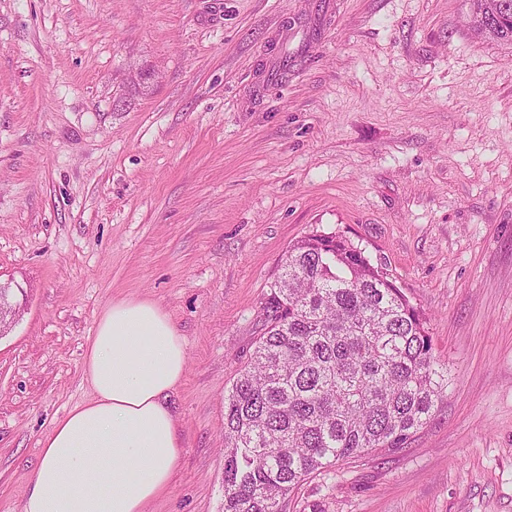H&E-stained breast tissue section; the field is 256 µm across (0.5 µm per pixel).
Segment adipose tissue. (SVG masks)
Instances as JSON below:
<instances>
[{
	"label": "adipose tissue",
	"instance_id": "ef3b65f1",
	"mask_svg": "<svg viewBox=\"0 0 512 512\" xmlns=\"http://www.w3.org/2000/svg\"><path fill=\"white\" fill-rule=\"evenodd\" d=\"M186 361L185 340L157 303H110L85 352L93 396L41 441L21 512H145L168 490L179 458L169 398Z\"/></svg>",
	"mask_w": 512,
	"mask_h": 512
}]
</instances>
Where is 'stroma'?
<instances>
[{
    "label": "stroma",
    "mask_w": 512,
    "mask_h": 512,
    "mask_svg": "<svg viewBox=\"0 0 512 512\" xmlns=\"http://www.w3.org/2000/svg\"><path fill=\"white\" fill-rule=\"evenodd\" d=\"M465 0H0V512L88 401L98 317L186 339L180 458L147 512H222L224 392L312 232L359 243L426 320L448 389L395 452L286 512H512V44ZM287 69H279L280 56ZM17 292L21 294L24 300V289L15 284L12 280L2 281L0 278V304L3 312H0V335H4L20 319L23 311V301L17 300ZM4 304V305H3ZM9 318L5 320L7 315Z\"/></svg>",
    "instance_id": "stroma-1"
}]
</instances>
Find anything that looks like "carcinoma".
Returning a JSON list of instances; mask_svg holds the SVG:
<instances>
[{
	"label": "carcinoma",
	"mask_w": 512,
	"mask_h": 512,
	"mask_svg": "<svg viewBox=\"0 0 512 512\" xmlns=\"http://www.w3.org/2000/svg\"><path fill=\"white\" fill-rule=\"evenodd\" d=\"M469 2L480 24L496 0ZM263 310L224 392V512H284L312 475L403 447L448 387L421 313L341 234L290 246Z\"/></svg>",
	"instance_id": "1"
}]
</instances>
